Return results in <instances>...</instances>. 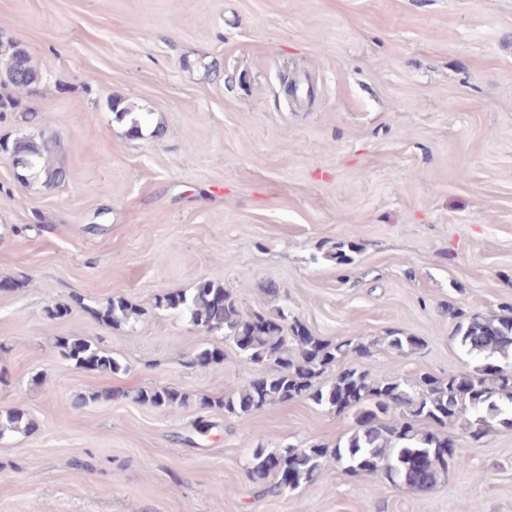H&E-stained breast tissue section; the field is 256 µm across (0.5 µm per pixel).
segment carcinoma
I'll return each instance as SVG.
<instances>
[{"mask_svg":"<svg viewBox=\"0 0 512 512\" xmlns=\"http://www.w3.org/2000/svg\"><path fill=\"white\" fill-rule=\"evenodd\" d=\"M9 70L0 80V112L17 107L15 92H31L39 83V72L20 45L10 46ZM61 142L55 134L42 131L12 144L1 143L0 151L14 157L20 168L41 175L48 186L66 180V171L55 163ZM156 305L189 317L192 324L207 333L226 337L242 336L243 360L250 364L266 363L271 373L250 384L232 390L204 405L229 415L247 414L275 403L306 397L337 413L356 411L357 422L351 434L336 441L333 456L345 473L352 477L379 473L390 464L394 474L390 482L410 491L424 490L437 483L449 465L463 468L467 460L444 429L464 420L469 437L480 440L487 431L488 417L506 416L512 426V378L501 375L499 367L480 368L474 372L438 378L427 373L416 380H375L362 367H350L336 374L327 386L317 387L314 379L328 366L348 353L365 357L371 345L359 339L339 342L316 338L302 325L288 322V313L276 309L271 318L255 313L243 315L237 300L224 286L209 280L198 282L189 294L165 293ZM141 310L122 296L106 300L101 318L112 325L129 324ZM461 345L488 358L506 357L512 351V317L487 318L472 315L457 330ZM388 347L399 354L417 346L411 336L388 337ZM62 355L80 368H94L116 373L121 362L112 353L82 337L72 336L59 343ZM135 401L156 408L182 406L186 394L172 388L142 390ZM23 420L19 411L0 415V437L15 431ZM271 450L258 445L248 463L251 480L265 492L282 493L315 480L328 448L323 445L288 446Z\"/></svg>","mask_w":512,"mask_h":512,"instance_id":"carcinoma-1","label":"carcinoma"}]
</instances>
